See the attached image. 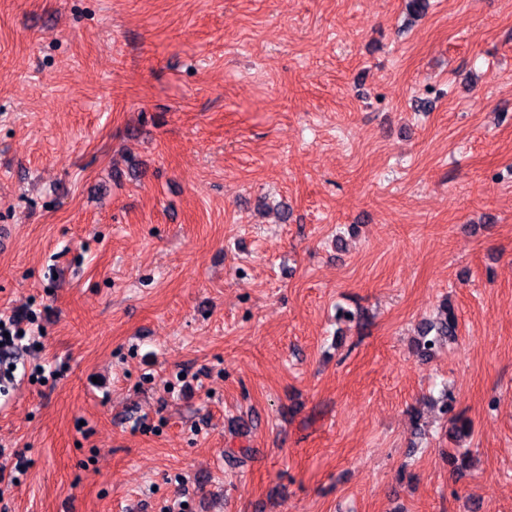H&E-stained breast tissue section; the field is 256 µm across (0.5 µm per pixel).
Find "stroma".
Returning <instances> with one entry per match:
<instances>
[{
	"instance_id": "obj_1",
	"label": "stroma",
	"mask_w": 512,
	"mask_h": 512,
	"mask_svg": "<svg viewBox=\"0 0 512 512\" xmlns=\"http://www.w3.org/2000/svg\"><path fill=\"white\" fill-rule=\"evenodd\" d=\"M407 4L0 0V512H512V0ZM442 317L436 323L425 322L419 330L417 350L422 356L428 355L443 338H452L457 335V316L454 308L448 305V300L441 305ZM431 343V346H427Z\"/></svg>"
}]
</instances>
